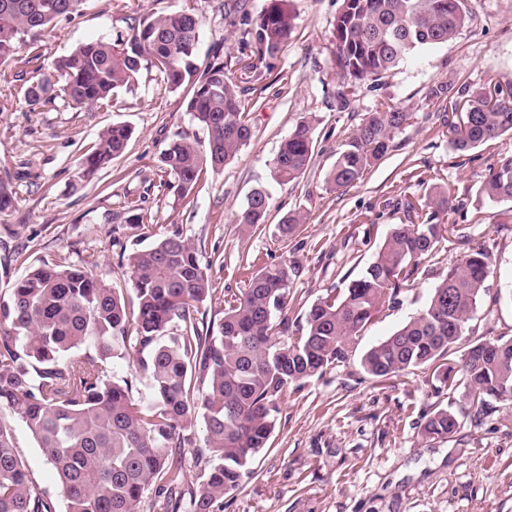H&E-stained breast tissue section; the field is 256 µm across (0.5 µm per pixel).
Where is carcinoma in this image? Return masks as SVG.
Here are the masks:
<instances>
[{
	"label": "carcinoma",
	"instance_id": "obj_1",
	"mask_svg": "<svg viewBox=\"0 0 512 512\" xmlns=\"http://www.w3.org/2000/svg\"><path fill=\"white\" fill-rule=\"evenodd\" d=\"M466 0H342L333 32L336 68L358 81L377 82L413 52L446 45L471 20ZM81 0H0V61L13 57L26 36L76 10ZM247 28L243 49L222 50L199 70L195 63L200 18L193 8L128 26L114 40L97 39L59 59L52 71L26 81L25 103L34 112L60 92L67 105L108 108L155 69L173 92L189 89L186 111L206 132L201 145L176 135L162 154L165 187L187 198L206 168L231 162L251 138L250 110L242 100L258 65L276 58L293 32L288 0H266L255 20L239 8ZM428 100L460 109L448 124L451 148L465 152L512 135V88L477 91L458 104L453 87L439 83ZM411 113L398 105L367 113L336 152L326 173L338 193L365 180L393 147ZM317 119L296 123L282 140L271 175L287 184L311 164ZM132 130L113 124L85 156L88 178L123 155ZM491 202H512V154L476 189ZM424 217L414 222L419 210ZM405 221L394 225L379 252L349 285L330 288L290 326L291 285L297 268L286 262L251 272L241 295L228 299L213 288L209 270L221 256H205L175 232L136 249L126 259L131 293L106 284L97 263L60 258L29 268L8 296H0V411L21 421L42 449L67 502V512H136L149 491L167 512H224V497L251 475V463L275 428L272 412L288 385L347 361L360 333L413 281L422 260L446 248L457 225L442 222L452 210L446 186H431L420 203H400ZM268 195L254 191L237 223L254 230L266 222ZM304 211L287 213L281 237L306 223ZM493 273L481 243L448 266L425 306L360 359L365 374L381 379L432 370L437 392L463 390L469 406L485 415L494 401L512 400V338L472 343L459 362L447 361L488 294ZM222 306L207 319L205 304ZM132 362L118 379L114 360ZM205 428L207 455H198L195 481L180 456L197 447L186 420ZM459 417L435 402L423 415L421 434L448 438ZM0 512H54L31 479L11 425L0 418Z\"/></svg>",
	"mask_w": 512,
	"mask_h": 512
}]
</instances>
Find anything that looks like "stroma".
<instances>
[{
	"mask_svg": "<svg viewBox=\"0 0 512 512\" xmlns=\"http://www.w3.org/2000/svg\"><path fill=\"white\" fill-rule=\"evenodd\" d=\"M189 2L201 17L198 66H206L217 47L238 56L242 32L224 0H86L78 14L28 36L6 68L49 72L80 44L115 38L132 20ZM340 3L289 0L293 33L274 71L259 69L253 83L262 105L251 114L250 141L184 200L161 187L160 156L176 134L200 142L206 134L181 93L155 72H142L138 88L111 109L79 112L59 98L29 111L21 85L0 80V181L14 197L12 208L0 212V293L27 267L65 256L96 261L105 283L127 285L122 250L147 247L177 230L205 252L223 255V266L210 275L214 288L228 295L243 288L253 267L294 261L299 273L291 292L298 303L289 317L297 321L326 289L346 288L373 260L399 221L397 201L444 184L458 206L448 221L462 228V237H450L446 252L421 265L400 303L367 326L359 347L368 349L420 311L440 272L462 261L473 239L490 248L494 275L463 340L512 337V302L492 299L512 285V204L476 198L489 168L512 152V139L454 152L443 133L444 114L428 100L442 82L473 91L512 83V0H467L471 22L453 42L415 52L381 86L355 82L344 108L336 103L342 78L331 43ZM383 103L408 108L409 123L363 183L329 191L325 173L337 149ZM312 114L319 123L310 167L296 182H275L271 163L281 141ZM116 123L133 130L126 153L92 180H81L85 153ZM257 189L269 193L271 204L260 231L236 222ZM137 200L145 223L115 225V215ZM299 207L305 224L282 240L281 218ZM436 401L459 416L461 427L452 437L429 440L420 424ZM274 417L269 448L256 456L242 488L225 497L224 512H512V404L496 403L490 414L474 417L462 392L437 394L428 370L377 380L354 356L289 386ZM12 426L32 477L55 512H66L41 449L20 421Z\"/></svg>",
	"mask_w": 512,
	"mask_h": 512,
	"instance_id": "35a3bbf8",
	"label": "stroma"
}]
</instances>
